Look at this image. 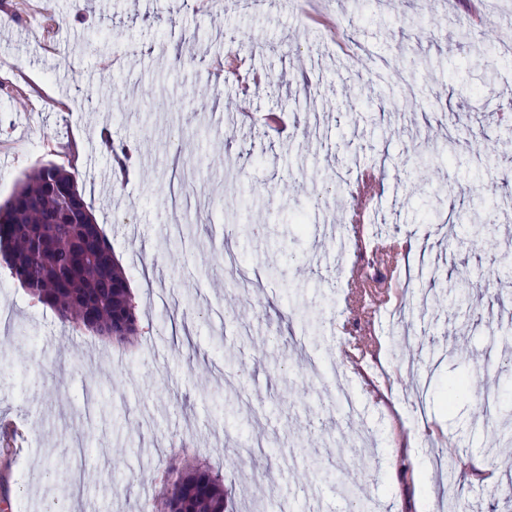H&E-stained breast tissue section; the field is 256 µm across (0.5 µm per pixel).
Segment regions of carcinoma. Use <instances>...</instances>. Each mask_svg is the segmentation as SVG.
<instances>
[{
    "instance_id": "carcinoma-1",
    "label": "carcinoma",
    "mask_w": 512,
    "mask_h": 512,
    "mask_svg": "<svg viewBox=\"0 0 512 512\" xmlns=\"http://www.w3.org/2000/svg\"><path fill=\"white\" fill-rule=\"evenodd\" d=\"M456 152V139L430 156L417 151L418 165ZM76 178L61 165L47 164L27 173L7 202L0 205V255L10 275L33 299L52 308L65 322L92 332L114 347L138 340L139 325L129 277L118 262L101 227L89 234L90 213L81 193L67 196ZM85 241L83 260L73 265L72 247ZM468 278L451 284L448 293L457 305L471 302ZM224 480L195 464L178 472L155 512H225Z\"/></svg>"
}]
</instances>
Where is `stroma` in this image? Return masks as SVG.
Listing matches in <instances>:
<instances>
[{
  "label": "stroma",
  "mask_w": 512,
  "mask_h": 512,
  "mask_svg": "<svg viewBox=\"0 0 512 512\" xmlns=\"http://www.w3.org/2000/svg\"><path fill=\"white\" fill-rule=\"evenodd\" d=\"M7 0L0 9V204L34 167L75 173L138 303L140 344L122 351L64 326L0 262V418L23 432L0 495L9 512H142L169 467L207 461L228 512H442L435 456L463 449L459 512H512V420L489 425L486 391L512 403V0L471 26L458 0H267L210 12L187 0ZM252 48L266 79L217 86L206 61ZM259 120L240 130L232 102ZM287 136L268 126L271 115ZM461 130V167L415 172L413 151ZM135 146L124 181L101 131ZM373 170L369 224L427 250L437 284L401 259L371 265L348 224V185ZM496 197L489 233L449 244L476 200ZM392 278L374 323L381 349L351 370L363 333L352 270ZM471 273L470 311L450 309V275ZM459 344L472 357L448 355ZM339 364L358 411L322 410L330 382L304 360ZM471 380L456 400L448 384ZM261 439L265 480L236 449ZM428 474L417 486L404 466Z\"/></svg>",
  "instance_id": "stroma-1"
}]
</instances>
